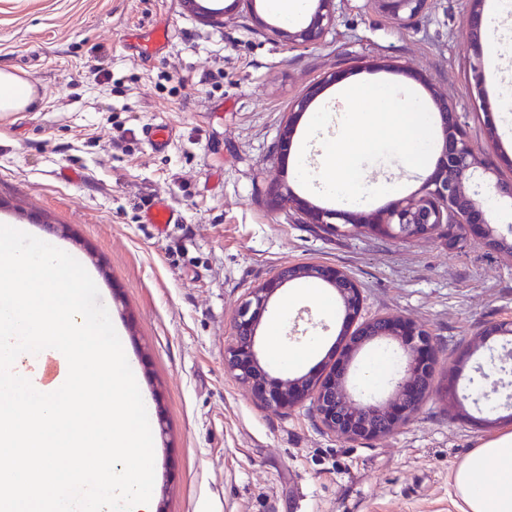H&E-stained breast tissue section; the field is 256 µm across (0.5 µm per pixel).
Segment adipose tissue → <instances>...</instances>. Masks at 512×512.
Segmentation results:
<instances>
[{
    "label": "adipose tissue",
    "instance_id": "1",
    "mask_svg": "<svg viewBox=\"0 0 512 512\" xmlns=\"http://www.w3.org/2000/svg\"><path fill=\"white\" fill-rule=\"evenodd\" d=\"M41 101L30 83L0 69V112L32 110ZM452 480L463 512H512V430L482 439L454 469Z\"/></svg>",
    "mask_w": 512,
    "mask_h": 512
}]
</instances>
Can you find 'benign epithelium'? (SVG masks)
I'll return each mask as SVG.
<instances>
[{
	"label": "benign epithelium",
	"instance_id": "7a95c632",
	"mask_svg": "<svg viewBox=\"0 0 512 512\" xmlns=\"http://www.w3.org/2000/svg\"><path fill=\"white\" fill-rule=\"evenodd\" d=\"M399 25H408L418 17L429 0H367ZM468 8L464 23L469 31L472 59L469 62L471 81L477 92L484 114L486 141L497 143V128L493 110L486 101L484 72L488 60L484 52L483 0H466ZM336 0H317V7L308 24L291 32L273 27L271 32L293 47L317 44L333 25ZM318 88L309 89L296 97L290 115L275 146L280 163L288 159L291 135L297 118L309 108ZM442 133V150L434 170L425 178L419 191L399 198L374 217L314 206L298 197L292 188L278 176L268 185L270 204L276 209H293L305 224H320L332 229L339 224L370 228L391 239L408 240L428 233L439 224H459L464 234H475L480 243L492 250L511 244L512 224L501 229L494 224L479 196L512 206V178L505 179L498 169L486 163L480 152L467 139L455 109L441 97H434ZM321 279L333 285L342 298L347 320L360 312L361 296L355 281L344 272L328 266H314L300 271L284 267L256 288L235 316L232 340L224 351V362L235 377L246 384L256 397L269 407L286 409L313 396L319 417L329 430L350 440H363L381 435L416 413L423 400V379L430 376L434 359L429 333L401 319L377 318L359 325L352 343L359 345L380 336H401L407 362L395 384V400L389 406L360 403L348 397L342 386L343 364L339 363L326 377L271 379L260 364L255 347L256 330L270 297L285 283L302 274Z\"/></svg>",
	"mask_w": 512,
	"mask_h": 512
}]
</instances>
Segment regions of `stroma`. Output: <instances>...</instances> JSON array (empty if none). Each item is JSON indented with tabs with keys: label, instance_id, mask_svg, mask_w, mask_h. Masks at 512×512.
Masks as SVG:
<instances>
[{
	"label": "stroma",
	"instance_id": "1",
	"mask_svg": "<svg viewBox=\"0 0 512 512\" xmlns=\"http://www.w3.org/2000/svg\"><path fill=\"white\" fill-rule=\"evenodd\" d=\"M207 21L181 0H0V67L35 84L42 104L0 113V224H18L76 256L96 283L146 398L155 437L156 506L166 512H460L452 469L486 435L512 425L487 419L484 392L512 394V336L482 341L512 321V256L440 225L406 242L361 229L327 233L275 210L267 187L293 99L312 86V109L341 115L338 85L387 81L447 100L469 140L485 144L469 82L466 0H430L401 27L367 0H336L333 26L315 46L271 35L279 19L254 7L205 0ZM166 30L143 53L136 32ZM423 73L426 84L409 79ZM172 138L154 151L144 131ZM426 170L400 161L366 165L363 180L417 191ZM162 196L182 220L158 233L143 209ZM329 266L357 283L360 320L391 317L426 329L432 377L414 417L366 440L330 432L312 399L263 405L224 364L232 322L250 292L282 267ZM302 277L270 298L256 335L273 376L325 375L349 365L347 390L393 396V378L366 386L375 352L406 363L400 338L355 348L344 309L325 319ZM324 346L285 369L269 354L299 309Z\"/></svg>",
	"mask_w": 512,
	"mask_h": 512
}]
</instances>
